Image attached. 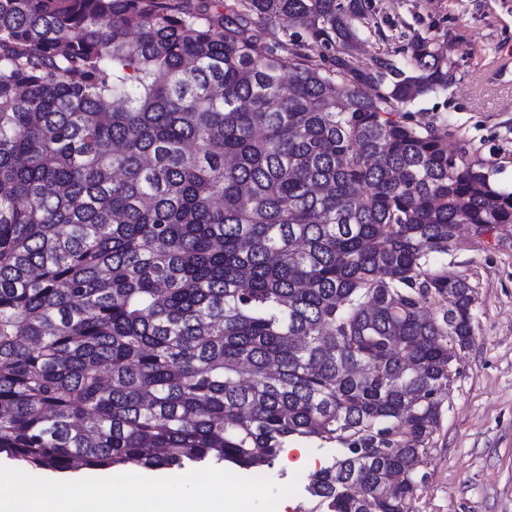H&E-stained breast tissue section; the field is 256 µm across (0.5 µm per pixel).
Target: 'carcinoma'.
<instances>
[{"mask_svg": "<svg viewBox=\"0 0 512 512\" xmlns=\"http://www.w3.org/2000/svg\"><path fill=\"white\" fill-rule=\"evenodd\" d=\"M363 18L0 0V454L255 475L314 441L318 512H406L473 336L440 262L512 226V191L410 122L448 55L359 61Z\"/></svg>", "mask_w": 512, "mask_h": 512, "instance_id": "obj_1", "label": "carcinoma"}]
</instances>
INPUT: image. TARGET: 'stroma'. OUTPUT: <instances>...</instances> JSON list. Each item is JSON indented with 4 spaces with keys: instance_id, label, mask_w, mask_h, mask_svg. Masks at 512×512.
<instances>
[{
    "instance_id": "stroma-1",
    "label": "stroma",
    "mask_w": 512,
    "mask_h": 512,
    "mask_svg": "<svg viewBox=\"0 0 512 512\" xmlns=\"http://www.w3.org/2000/svg\"><path fill=\"white\" fill-rule=\"evenodd\" d=\"M356 55L402 62L418 38L449 48L453 79L415 121L448 123V142L492 162L512 190V0H367ZM474 290V335L444 393L416 512H512V227L462 230L444 259Z\"/></svg>"
}]
</instances>
